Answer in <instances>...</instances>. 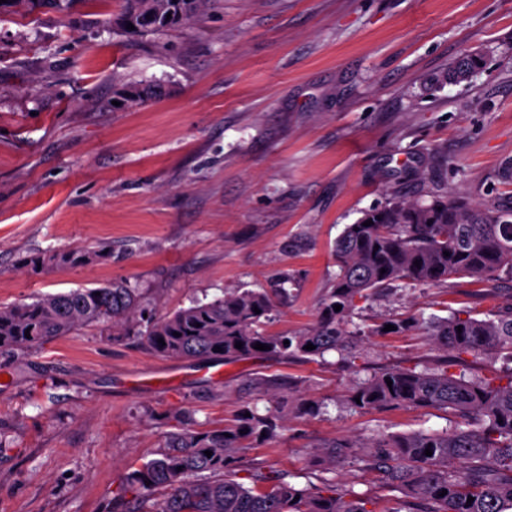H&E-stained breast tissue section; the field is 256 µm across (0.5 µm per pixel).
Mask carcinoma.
I'll return each instance as SVG.
<instances>
[{
	"mask_svg": "<svg viewBox=\"0 0 512 512\" xmlns=\"http://www.w3.org/2000/svg\"><path fill=\"white\" fill-rule=\"evenodd\" d=\"M199 3L124 0L122 14L154 13L164 20L162 31L188 21ZM477 67L478 55H467L448 73V80L460 81ZM99 257V251L51 253L37 256L34 264L69 266ZM335 259L334 288L322 301L316 324L303 333L262 331L275 299L286 298L290 278L284 277L273 297L250 289L226 293L150 318L146 330L135 332L136 338L164 358H322L335 352L353 369L360 358L356 344L366 336L353 315L383 290L462 277L491 285L512 280V195L490 205H474L451 192L427 205L391 199L346 225L336 240ZM140 301L136 289L113 281L0 307V351L37 350L89 325L110 327L112 340L121 341L130 336ZM336 305L341 306L338 312ZM386 324L399 332L422 328L455 356L435 367L385 368L358 381L351 391V398H360L357 408L438 410L451 414L454 426L449 431L378 432L364 442L328 446L321 457L334 466L348 449H361L365 468L401 494L402 508L389 512H512V304L485 317L453 312L446 318H426L419 313ZM160 338L164 343H158ZM238 342L240 349L235 347ZM257 343L268 349H255ZM310 343L315 349H304ZM217 346L221 351H215ZM464 353L489 355L505 366L472 375L461 358ZM176 420L179 428L166 436L158 457L123 477L115 495L119 512H372L367 493L339 492L331 479L322 480V490L261 472L252 474L251 487L234 479L240 450L278 437L281 412L273 402L264 414L246 407L234 423L218 427L196 429L181 415ZM428 448L430 456L425 455ZM207 451L212 456H206Z\"/></svg>",
	"mask_w": 512,
	"mask_h": 512,
	"instance_id": "cac0c4a2",
	"label": "carcinoma"
}]
</instances>
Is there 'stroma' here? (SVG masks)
<instances>
[{
	"instance_id": "1",
	"label": "stroma",
	"mask_w": 512,
	"mask_h": 512,
	"mask_svg": "<svg viewBox=\"0 0 512 512\" xmlns=\"http://www.w3.org/2000/svg\"><path fill=\"white\" fill-rule=\"evenodd\" d=\"M121 0L63 12L23 0L0 14V306L123 281L160 316L236 290L293 285L269 333L313 326L345 225L391 197L512 195V0H203L189 24L117 28ZM481 53L468 80L456 60ZM122 108H115V101ZM104 259L33 270L45 251ZM512 284L401 288L364 305L357 371L337 354L161 358L83 326L0 353V512H113L125 474L162 449L175 411L221 426L280 402L288 427L239 454L236 479H336L377 512L394 491L322 447L383 431L442 429L443 413L358 411L356 379L444 353L423 329L376 333L413 313L497 309ZM322 404L302 415L301 402Z\"/></svg>"
}]
</instances>
